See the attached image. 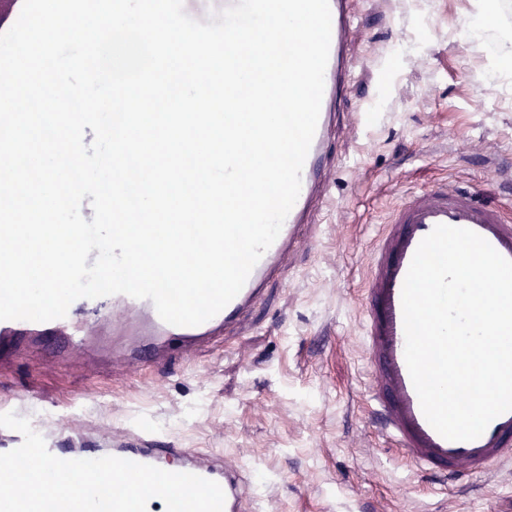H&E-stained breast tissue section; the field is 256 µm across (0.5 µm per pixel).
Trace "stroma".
Returning a JSON list of instances; mask_svg holds the SVG:
<instances>
[{
  "label": "stroma",
  "mask_w": 512,
  "mask_h": 512,
  "mask_svg": "<svg viewBox=\"0 0 512 512\" xmlns=\"http://www.w3.org/2000/svg\"><path fill=\"white\" fill-rule=\"evenodd\" d=\"M497 20L473 34L476 10ZM354 72L305 244L224 342L149 368L0 344V406L48 441L142 433L235 461L253 512H512V467L449 491L366 409L362 287L392 210L443 184L512 216V0H348Z\"/></svg>",
  "instance_id": "stroma-1"
}]
</instances>
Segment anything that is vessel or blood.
Returning a JSON list of instances; mask_svg holds the SVG:
<instances>
[{
    "label": "vessel or blood",
    "mask_w": 512,
    "mask_h": 512,
    "mask_svg": "<svg viewBox=\"0 0 512 512\" xmlns=\"http://www.w3.org/2000/svg\"><path fill=\"white\" fill-rule=\"evenodd\" d=\"M347 0H329L331 42L316 132L301 173V189L274 243L252 269L244 287L217 315L197 326L164 322L153 303L125 294L80 298L64 318L47 322L0 320V339L34 343L62 353L85 346L87 319L121 313L120 329L134 336L125 352L129 363H155L174 344L190 347L214 339L218 333L250 313L266 280L306 240L307 218L331 156V127L343 89L352 74L345 47L352 32ZM474 231L504 258L512 260V218L501 209L476 200L463 189L437 186L416 194L392 213L374 248L364 291L361 342L369 365L368 405L383 435L398 450L400 460L441 482L482 473L512 458V411L496 417L484 433L471 441L443 438L421 409L404 356L405 330L402 289L413 256L436 225ZM63 460L97 459L107 455L149 464L170 472H186L217 482L224 491L223 512H252L254 485L234 464L207 458L175 444L154 446L144 438L113 443L111 448L50 446Z\"/></svg>",
    "instance_id": "b4317fda"
}]
</instances>
